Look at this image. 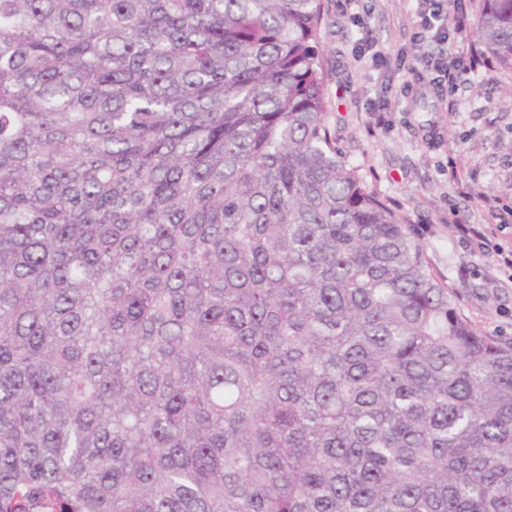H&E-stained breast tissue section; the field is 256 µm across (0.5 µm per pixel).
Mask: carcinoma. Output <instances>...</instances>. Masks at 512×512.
Here are the masks:
<instances>
[{
    "mask_svg": "<svg viewBox=\"0 0 512 512\" xmlns=\"http://www.w3.org/2000/svg\"><path fill=\"white\" fill-rule=\"evenodd\" d=\"M321 9L0 0V512H512V342L336 147Z\"/></svg>",
    "mask_w": 512,
    "mask_h": 512,
    "instance_id": "carcinoma-1",
    "label": "carcinoma"
}]
</instances>
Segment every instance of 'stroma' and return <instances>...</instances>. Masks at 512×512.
<instances>
[{"label": "stroma", "instance_id": "stroma-1", "mask_svg": "<svg viewBox=\"0 0 512 512\" xmlns=\"http://www.w3.org/2000/svg\"><path fill=\"white\" fill-rule=\"evenodd\" d=\"M464 27L416 40V0H323V51L336 145L366 188L413 224L428 258L486 336L512 341V77L468 36L477 0H457ZM462 60L452 78L426 57ZM484 231L487 250L459 230Z\"/></svg>", "mask_w": 512, "mask_h": 512}]
</instances>
